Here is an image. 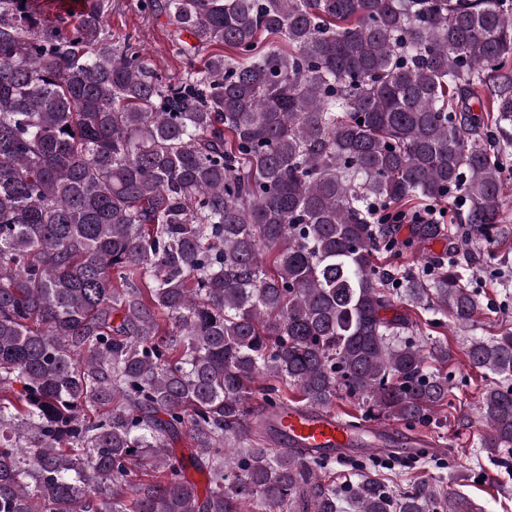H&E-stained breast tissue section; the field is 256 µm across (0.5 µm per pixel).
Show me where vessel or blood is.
I'll list each match as a JSON object with an SVG mask.
<instances>
[{
    "instance_id": "1",
    "label": "vessel or blood",
    "mask_w": 512,
    "mask_h": 512,
    "mask_svg": "<svg viewBox=\"0 0 512 512\" xmlns=\"http://www.w3.org/2000/svg\"><path fill=\"white\" fill-rule=\"evenodd\" d=\"M280 440L293 448H305L319 456H335L342 449L363 444L362 423L348 421L331 411L292 405L272 418Z\"/></svg>"
}]
</instances>
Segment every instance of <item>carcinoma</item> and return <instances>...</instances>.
I'll return each instance as SVG.
<instances>
[{"mask_svg": "<svg viewBox=\"0 0 512 512\" xmlns=\"http://www.w3.org/2000/svg\"><path fill=\"white\" fill-rule=\"evenodd\" d=\"M82 2L49 21L0 0V512H477L423 482L326 484L249 404L294 388L425 424L448 401L416 316L467 326L475 293L456 260L378 263L393 225L368 209L460 206L512 251L506 0H140L204 54L168 81ZM464 354L511 379L512 329ZM481 416V448L512 447V386ZM503 197L501 201L500 217L502 224H508L512 229V155L508 156L507 163L502 168Z\"/></svg>", "mask_w": 512, "mask_h": 512, "instance_id": "obj_1", "label": "carcinoma"}]
</instances>
